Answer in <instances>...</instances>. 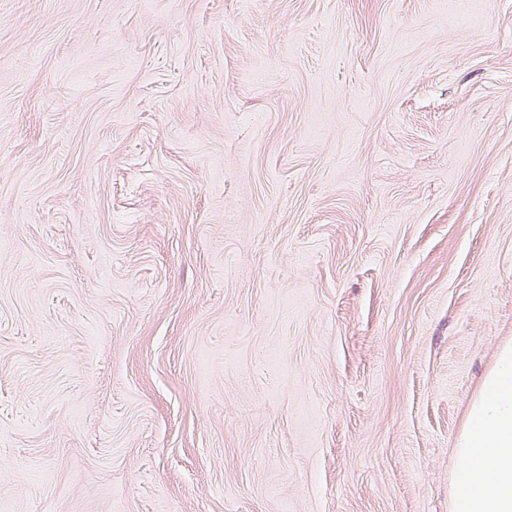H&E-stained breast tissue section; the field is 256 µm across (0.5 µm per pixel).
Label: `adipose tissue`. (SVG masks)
<instances>
[{
    "instance_id": "adipose-tissue-1",
    "label": "adipose tissue",
    "mask_w": 512,
    "mask_h": 512,
    "mask_svg": "<svg viewBox=\"0 0 512 512\" xmlns=\"http://www.w3.org/2000/svg\"><path fill=\"white\" fill-rule=\"evenodd\" d=\"M455 455L451 512H512V342L472 399Z\"/></svg>"
}]
</instances>
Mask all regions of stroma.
I'll list each match as a JSON object with an SVG mask.
<instances>
[{"label":"stroma","mask_w":512,"mask_h":512,"mask_svg":"<svg viewBox=\"0 0 512 512\" xmlns=\"http://www.w3.org/2000/svg\"><path fill=\"white\" fill-rule=\"evenodd\" d=\"M512 341V0H0V512H449Z\"/></svg>","instance_id":"stroma-1"}]
</instances>
